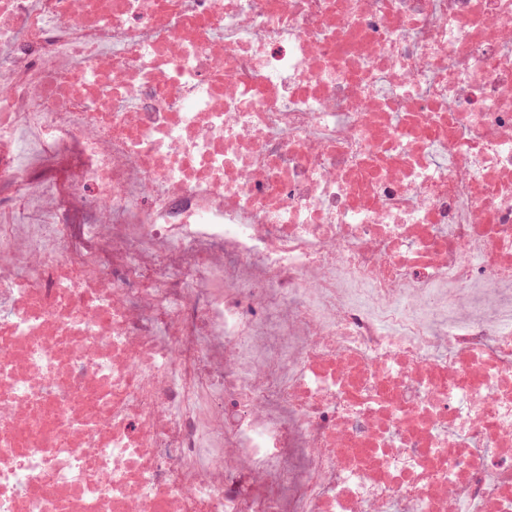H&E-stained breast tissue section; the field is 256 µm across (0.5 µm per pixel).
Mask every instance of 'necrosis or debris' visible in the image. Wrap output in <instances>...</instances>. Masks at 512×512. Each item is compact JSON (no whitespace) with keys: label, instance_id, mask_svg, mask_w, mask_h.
Masks as SVG:
<instances>
[{"label":"necrosis or debris","instance_id":"necrosis-or-debris-1","mask_svg":"<svg viewBox=\"0 0 512 512\" xmlns=\"http://www.w3.org/2000/svg\"><path fill=\"white\" fill-rule=\"evenodd\" d=\"M0 512H512V0H0Z\"/></svg>","mask_w":512,"mask_h":512}]
</instances>
